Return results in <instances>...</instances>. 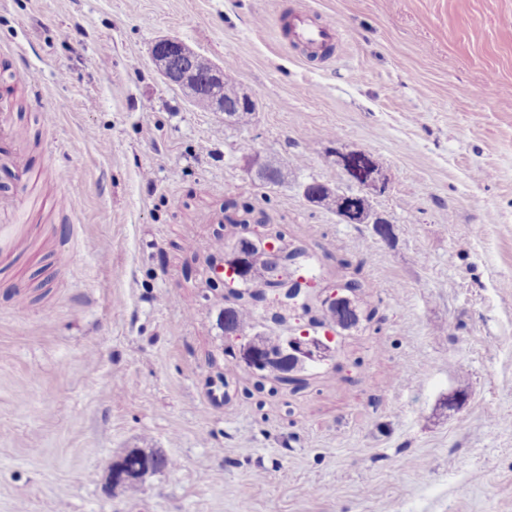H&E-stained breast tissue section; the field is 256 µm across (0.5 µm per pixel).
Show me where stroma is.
Segmentation results:
<instances>
[{
  "instance_id": "obj_1",
  "label": "stroma",
  "mask_w": 512,
  "mask_h": 512,
  "mask_svg": "<svg viewBox=\"0 0 512 512\" xmlns=\"http://www.w3.org/2000/svg\"><path fill=\"white\" fill-rule=\"evenodd\" d=\"M305 9L340 26L326 57L284 28ZM165 36L229 64L252 119L165 83ZM14 82L42 191L79 209L32 211L0 241V512H512V0H0ZM335 146L388 175L373 205L392 243L303 198L348 188ZM257 152L284 183L255 179ZM241 202L321 285L367 253L383 318L261 409L207 384L251 380L209 286ZM131 448L179 466L112 491Z\"/></svg>"
}]
</instances>
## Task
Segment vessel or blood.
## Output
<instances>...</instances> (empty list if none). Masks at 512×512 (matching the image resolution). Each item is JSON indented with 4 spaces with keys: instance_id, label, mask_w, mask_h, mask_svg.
<instances>
[{
    "instance_id": "obj_1",
    "label": "vessel or blood",
    "mask_w": 512,
    "mask_h": 512,
    "mask_svg": "<svg viewBox=\"0 0 512 512\" xmlns=\"http://www.w3.org/2000/svg\"><path fill=\"white\" fill-rule=\"evenodd\" d=\"M294 42L307 52L316 53L335 40L340 28L336 20L314 19L309 14L295 16L289 25ZM15 98L6 91H0V170L6 171L10 181V192L0 193V235L7 234L12 225L24 218L23 204L18 196L28 193L37 174L31 166L26 148L20 140L14 120Z\"/></svg>"
}]
</instances>
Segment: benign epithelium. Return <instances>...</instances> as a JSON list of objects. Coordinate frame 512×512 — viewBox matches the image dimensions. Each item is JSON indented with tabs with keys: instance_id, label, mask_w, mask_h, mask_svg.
I'll return each instance as SVG.
<instances>
[{
	"instance_id": "benign-epithelium-1",
	"label": "benign epithelium",
	"mask_w": 512,
	"mask_h": 512,
	"mask_svg": "<svg viewBox=\"0 0 512 512\" xmlns=\"http://www.w3.org/2000/svg\"><path fill=\"white\" fill-rule=\"evenodd\" d=\"M151 58L163 80L183 90L192 99L203 98L206 109L224 115V120L237 122L248 117L245 107L256 104L254 97L244 91L237 92L233 101L224 100L222 66L204 57L178 38H163L155 42ZM371 158L364 150L336 152V165L358 191L349 194L329 185L316 187L314 182L302 185L307 202L317 205L325 194L338 193L350 200L339 220L345 224H370L374 235L387 242L393 236V224L388 217L374 208L372 199L390 190L387 175L380 166L353 169L357 159ZM297 264L284 259L280 241L267 224H250L247 230L227 244L222 257L212 269L213 282L227 283L234 288L240 284L257 285L266 291L270 284L290 278L306 284L301 296L288 301V307L300 310L311 307L305 322L284 331L274 332L277 349L273 350L261 337L251 334L246 338H232L225 346V356L243 365L259 379H280L279 386L297 389L304 382V371L311 364L328 362L336 358L337 338L356 327L363 312L358 296L344 288H324L296 275ZM122 455L108 466L112 490L122 489L130 482H144L160 469L158 459L140 453L133 465Z\"/></svg>"
}]
</instances>
